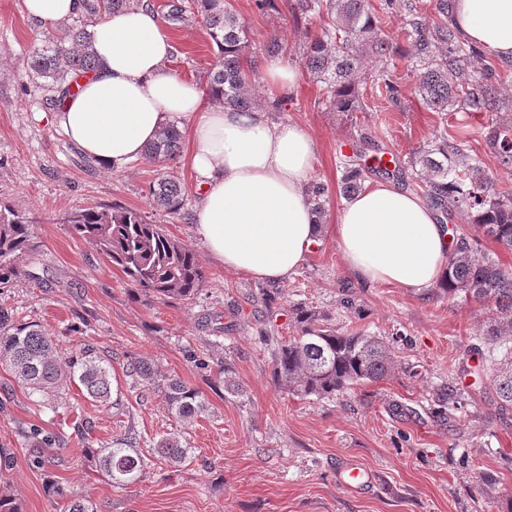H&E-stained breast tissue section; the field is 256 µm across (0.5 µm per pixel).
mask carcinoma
<instances>
[{"label": "carcinoma", "mask_w": 512, "mask_h": 512, "mask_svg": "<svg viewBox=\"0 0 512 512\" xmlns=\"http://www.w3.org/2000/svg\"><path fill=\"white\" fill-rule=\"evenodd\" d=\"M72 22L52 24L44 45L22 65L28 77L42 79L47 87L70 90L74 76L96 68L91 23L112 13L132 8L143 0H81ZM450 0H437L439 18L428 20L417 0H382V10L392 14L401 9L406 16L405 35L412 46L407 52L416 75L415 93L434 112L448 111V105L471 112L498 110V74L490 66L476 68L481 61L475 47L464 43L449 16ZM166 22L177 25L194 16L206 25L217 48L218 62L207 75L206 96L215 106L250 111L268 106L283 111V100L266 102L260 96L255 69L248 62L251 45L248 28L224 0H167L163 4ZM298 20L328 19L316 34L305 33L303 69L322 84L326 104L336 112H362L363 96L355 77L368 60L379 63L387 96L398 103L402 96L388 61L400 55V47L383 38L369 0H296ZM474 132L466 122L451 132L436 134L412 157L410 166L421 167L424 193L444 216L465 212L472 216L473 231L453 236L446 277L437 292L463 302L471 300L492 305L496 317L487 335L504 345L498 368L493 371L500 408L512 406V273L482 249L481 236L512 248V189L498 187L484 169L481 158L463 152ZM182 132L166 125L158 138L147 145L144 156L154 161L173 160L180 154ZM487 146L501 168L512 170V118L496 119L487 135ZM358 152L343 160L341 194L348 199L363 187L373 169L356 159ZM157 209L178 215L184 206L185 189L173 177H162L149 187ZM328 187L318 181L309 184L307 202L323 227V202ZM74 236L91 243L128 278L134 296H150L164 302L188 300L202 286L204 272L195 252L165 232L162 225L140 211L119 204L91 206L62 217ZM35 251L29 218L6 202H0V285L12 283L21 266ZM296 335L279 340L272 353V371L278 384L300 397L325 398L365 381L384 380L398 369L391 348L375 336L341 332L316 309L301 305L292 309ZM0 364L14 379L34 394H58L75 384L88 398L102 405L112 398V370L93 348L75 357H63L54 341L39 325L22 322L0 307ZM129 373L148 384L156 372L146 361L129 364ZM169 414L182 422L207 415L208 400L201 390L172 379L164 388ZM133 433L117 448H85L114 487L142 482L154 460L169 463L186 458L183 436L170 433L153 448L155 459L133 448ZM52 494L64 499V512H98L87 497L72 495L59 484Z\"/></svg>", "instance_id": "1"}]
</instances>
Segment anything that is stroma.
<instances>
[{
    "instance_id": "1",
    "label": "stroma",
    "mask_w": 512,
    "mask_h": 512,
    "mask_svg": "<svg viewBox=\"0 0 512 512\" xmlns=\"http://www.w3.org/2000/svg\"><path fill=\"white\" fill-rule=\"evenodd\" d=\"M226 3L253 44L278 36L288 62L300 64L305 28L289 11L263 16L254 0ZM45 32V24L29 19L23 0H0V200L30 218L38 242L27 275L0 288V306L40 324L62 355L96 347L114 382L104 406L74 385L53 397L29 394L0 367V456L8 460L0 466V494L13 495L22 512H59L58 498L47 491L54 482L90 498L100 512H507L512 407L500 410L489 380L501 350L485 342L486 310L432 289L361 285L348 273L334 234L344 204L342 159L361 135L377 145L363 164L381 156L403 165L435 133L465 119L486 127L487 114L427 109L403 57L394 60L404 92L398 109L380 96L375 73H360L367 109L352 114L330 110L320 84L299 74L283 111L270 118L300 124L316 141L313 177L329 188L325 229L296 273L278 283L268 306L260 281L225 270L201 243L194 213L202 192L189 146L170 162L143 157L114 170L70 142L55 111L43 104L42 81L21 71ZM169 34L171 70L204 85L217 60L204 25L189 20ZM165 176L185 187V205L175 217L155 210L149 194L150 184ZM112 203L145 212L196 253L205 280L192 299L133 298L123 272L61 222L68 211ZM347 296L355 297L357 309L341 306ZM299 303L329 316L340 331L383 339L398 360L396 373L322 399L277 384L272 350L276 338L294 334L292 308ZM196 355L207 369L195 367ZM226 359L241 395L217 382L215 367ZM137 360L201 389L208 414L180 426L156 390L129 376L127 366ZM451 387L466 396L455 411L440 399ZM79 423L87 426L82 439L73 430ZM129 427L144 452L183 429L186 461L154 465L145 481L112 486L82 448L110 446ZM35 428L56 439L51 463L35 462L27 439ZM350 462L373 473V489L354 493L338 483V469Z\"/></svg>"
}]
</instances>
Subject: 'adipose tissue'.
<instances>
[{
	"instance_id": "adipose-tissue-1",
	"label": "adipose tissue",
	"mask_w": 512,
	"mask_h": 512,
	"mask_svg": "<svg viewBox=\"0 0 512 512\" xmlns=\"http://www.w3.org/2000/svg\"><path fill=\"white\" fill-rule=\"evenodd\" d=\"M460 36L490 59L512 61V0H451ZM98 66L57 115L66 136L107 166L142 157L172 117L187 119L191 163L203 187L195 226L225 269L288 280L319 242L306 200L317 147L294 122L266 112L204 108L199 89L168 66L173 46L145 7L92 26ZM449 230L418 196L389 181L366 183L343 206L336 246L358 282L417 293L446 273Z\"/></svg>"
}]
</instances>
